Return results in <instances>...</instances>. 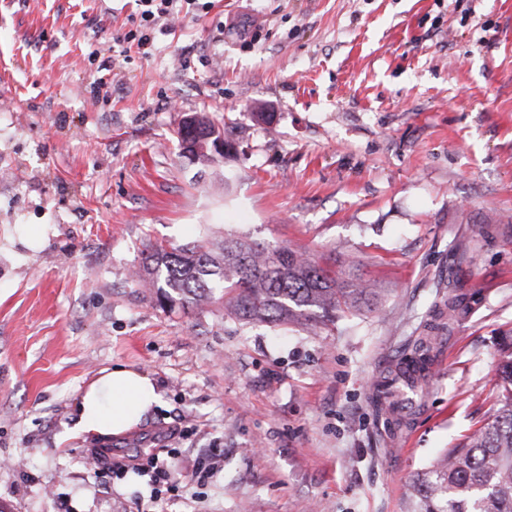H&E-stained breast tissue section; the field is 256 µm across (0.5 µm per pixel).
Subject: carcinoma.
Returning <instances> with one entry per match:
<instances>
[{"label": "carcinoma", "instance_id": "1", "mask_svg": "<svg viewBox=\"0 0 512 512\" xmlns=\"http://www.w3.org/2000/svg\"><path fill=\"white\" fill-rule=\"evenodd\" d=\"M178 130L182 149L218 129L205 112ZM135 276L156 289L160 304L198 308L224 300V315L246 323L334 324L336 316L369 306L377 289L360 276L340 281L336 272L284 244L264 246L226 237L205 243L154 246ZM497 385L493 414L463 443L446 449L415 482V512H512V337Z\"/></svg>", "mask_w": 512, "mask_h": 512}]
</instances>
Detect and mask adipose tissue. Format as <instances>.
Segmentation results:
<instances>
[{"label":"adipose tissue","mask_w":512,"mask_h":512,"mask_svg":"<svg viewBox=\"0 0 512 512\" xmlns=\"http://www.w3.org/2000/svg\"><path fill=\"white\" fill-rule=\"evenodd\" d=\"M160 403L161 394L149 374L124 366L108 367L81 393L77 428L99 436H119Z\"/></svg>","instance_id":"adipose-tissue-1"}]
</instances>
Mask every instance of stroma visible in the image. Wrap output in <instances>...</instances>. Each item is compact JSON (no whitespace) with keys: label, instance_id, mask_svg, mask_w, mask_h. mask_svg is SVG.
I'll use <instances>...</instances> for the list:
<instances>
[{"label":"stroma","instance_id":"stroma-1","mask_svg":"<svg viewBox=\"0 0 512 512\" xmlns=\"http://www.w3.org/2000/svg\"><path fill=\"white\" fill-rule=\"evenodd\" d=\"M198 2L146 59L112 41L135 0H0V503L412 512L417 474L487 417L512 336V0ZM190 112L223 159L183 156ZM227 234L356 265L379 297L310 330L172 310L132 279L152 246ZM419 340L418 390L377 410L370 384ZM116 365L161 405L76 432ZM174 429L182 478L157 502L128 461ZM185 116L191 117L193 120L198 117L200 123V125H186L183 128H180L179 126V141L181 143L183 153L186 156L187 142L197 140L199 137L203 136L207 131L217 130L219 133H221V130L218 126H216L211 117L205 112H192L185 114Z\"/></svg>","mask_w":512,"mask_h":512}]
</instances>
